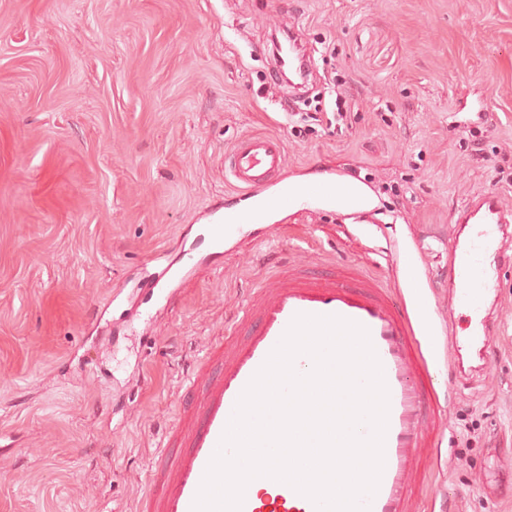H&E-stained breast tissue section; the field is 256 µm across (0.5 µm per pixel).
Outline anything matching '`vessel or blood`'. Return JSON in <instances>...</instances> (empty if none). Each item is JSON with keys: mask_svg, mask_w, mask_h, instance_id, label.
Masks as SVG:
<instances>
[{"mask_svg": "<svg viewBox=\"0 0 512 512\" xmlns=\"http://www.w3.org/2000/svg\"><path fill=\"white\" fill-rule=\"evenodd\" d=\"M285 169L283 143L272 135L246 136L225 153L224 173L248 205L239 212L212 215L207 232L214 249H223L237 224L281 229L296 215L322 208L345 204L363 211L353 183L328 176L296 186L285 181ZM457 221L467 225L468 233L449 251L453 275L448 291L468 310L475 328L486 334L490 325L483 314L485 294L496 285L489 271L497 257L499 232L512 223V211L488 192L461 209ZM193 268L190 262L164 268L147 288L166 296ZM299 314L339 316L367 329L389 395L384 469L368 501L369 512H418L439 445L437 431L422 424L425 403L436 396L440 374L429 294L414 275H406L400 286L336 262L311 269L282 264L253 289L227 342L212 344L206 357L190 364L192 380L180 395L179 421L166 438L173 453L153 471L141 512H191L239 396ZM241 512L316 510L288 484L258 477L245 489Z\"/></svg>", "mask_w": 512, "mask_h": 512, "instance_id": "vessel-or-blood-1", "label": "vessel or blood"}]
</instances>
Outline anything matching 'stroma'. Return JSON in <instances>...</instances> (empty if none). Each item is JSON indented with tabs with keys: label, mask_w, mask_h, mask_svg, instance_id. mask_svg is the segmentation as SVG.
I'll return each instance as SVG.
<instances>
[{
	"label": "stroma",
	"mask_w": 512,
	"mask_h": 512,
	"mask_svg": "<svg viewBox=\"0 0 512 512\" xmlns=\"http://www.w3.org/2000/svg\"><path fill=\"white\" fill-rule=\"evenodd\" d=\"M290 36L302 90L269 85ZM253 133L289 179L358 183L365 223L329 208L211 254L205 214L238 203L224 154ZM486 192L512 210V0H0V512H140L189 362L275 262L416 264L441 347L467 342L448 244ZM186 253L169 304L137 294ZM498 281L491 350L439 389L436 512H512V266Z\"/></svg>",
	"instance_id": "1"
}]
</instances>
